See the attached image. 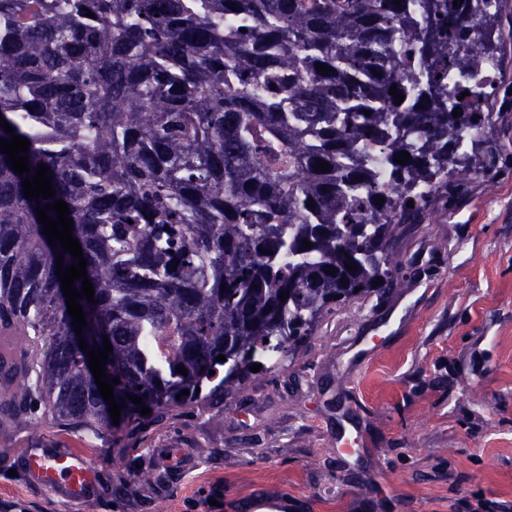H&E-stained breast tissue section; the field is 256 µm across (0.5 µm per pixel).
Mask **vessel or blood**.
Listing matches in <instances>:
<instances>
[{
	"instance_id": "obj_1",
	"label": "vessel or blood",
	"mask_w": 512,
	"mask_h": 512,
	"mask_svg": "<svg viewBox=\"0 0 512 512\" xmlns=\"http://www.w3.org/2000/svg\"><path fill=\"white\" fill-rule=\"evenodd\" d=\"M23 466L31 483L61 496L83 498L97 484L94 462L57 448L28 449Z\"/></svg>"
}]
</instances>
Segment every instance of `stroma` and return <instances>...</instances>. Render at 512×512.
<instances>
[{"instance_id":"1","label":"stroma","mask_w":512,"mask_h":512,"mask_svg":"<svg viewBox=\"0 0 512 512\" xmlns=\"http://www.w3.org/2000/svg\"><path fill=\"white\" fill-rule=\"evenodd\" d=\"M488 110V173L397 236V287L329 309L284 365L219 405L178 406L131 436L75 432L40 408L0 428V512L512 505V95H492ZM46 444L97 461L94 495L58 496L20 474L27 449ZM168 448L190 464H159ZM147 469L161 481H143Z\"/></svg>"}]
</instances>
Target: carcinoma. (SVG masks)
<instances>
[{"label": "carcinoma", "mask_w": 512, "mask_h": 512, "mask_svg": "<svg viewBox=\"0 0 512 512\" xmlns=\"http://www.w3.org/2000/svg\"><path fill=\"white\" fill-rule=\"evenodd\" d=\"M499 31L500 0H0V116L30 142L28 173L0 152V322L23 351L0 425L39 403L77 431L132 430L222 368L218 402L328 306L396 287V233L488 170L461 146L502 88L472 84ZM41 163L55 197L30 200ZM58 200L97 301L78 300L82 337L113 348L117 425L56 274L78 260L35 211Z\"/></svg>", "instance_id": "1"}]
</instances>
